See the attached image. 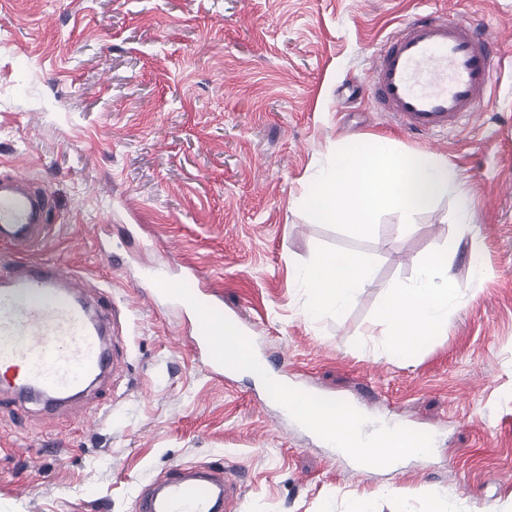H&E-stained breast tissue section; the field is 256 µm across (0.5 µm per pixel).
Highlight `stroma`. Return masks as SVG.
Returning <instances> with one entry per match:
<instances>
[{
	"label": "stroma",
	"instance_id": "35a3bbf8",
	"mask_svg": "<svg viewBox=\"0 0 512 512\" xmlns=\"http://www.w3.org/2000/svg\"><path fill=\"white\" fill-rule=\"evenodd\" d=\"M484 26L505 57L484 112L433 137L379 112L367 87L378 43L415 15ZM387 137L447 160L461 193L403 227L384 214L356 239L302 210L348 145ZM47 188L55 226L32 258L72 269L113 302L120 367L70 408L0 407V512H139L175 468L235 474L225 512H512V0H0V173ZM476 215L479 262L461 244V298L419 353L389 358L373 312ZM372 259L374 280L313 321L298 266ZM197 268L220 317L253 338L288 388L350 402L432 436L428 455L354 477L266 383L213 378L189 318L144 280L168 258Z\"/></svg>",
	"mask_w": 512,
	"mask_h": 512
}]
</instances>
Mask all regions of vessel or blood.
<instances>
[{
	"label": "vessel or blood",
	"mask_w": 512,
	"mask_h": 512,
	"mask_svg": "<svg viewBox=\"0 0 512 512\" xmlns=\"http://www.w3.org/2000/svg\"><path fill=\"white\" fill-rule=\"evenodd\" d=\"M369 76L380 111L404 129L436 135L461 127L483 111L500 79L485 32L471 22H443L433 14L416 18L381 42ZM51 193L24 178L0 174V242L26 250L50 231ZM70 275L48 260L19 265L0 278V370L14 401L38 398L47 414L82 395L107 365L105 338L111 332L103 297L86 300L67 288ZM164 272L148 278L152 301L175 298L196 324L191 341L209 373L223 377L230 362L250 360V338L230 337L228 349L213 338L212 312L219 303L207 290L170 295ZM230 475L210 467H184L151 484L141 512H217L234 490Z\"/></svg>",
	"instance_id": "1"
}]
</instances>
